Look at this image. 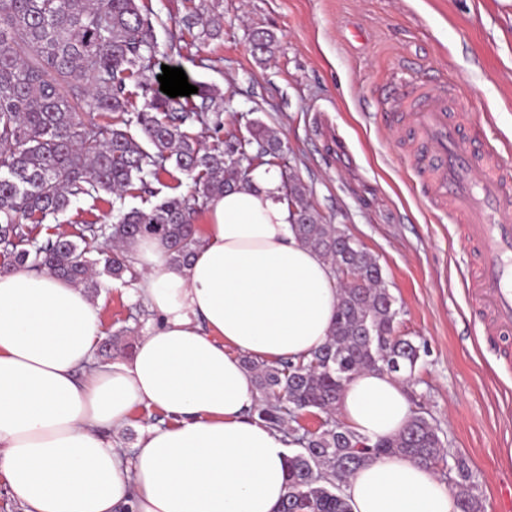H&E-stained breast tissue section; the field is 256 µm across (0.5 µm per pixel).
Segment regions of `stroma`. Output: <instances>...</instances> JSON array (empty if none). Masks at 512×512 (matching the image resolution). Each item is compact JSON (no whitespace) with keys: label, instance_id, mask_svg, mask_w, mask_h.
Returning <instances> with one entry per match:
<instances>
[{"label":"stroma","instance_id":"obj_1","mask_svg":"<svg viewBox=\"0 0 512 512\" xmlns=\"http://www.w3.org/2000/svg\"><path fill=\"white\" fill-rule=\"evenodd\" d=\"M155 27V65L181 67L231 104L224 128L258 120L288 147L321 221L336 225L377 260L403 307L398 334L422 337L428 352L406 389L413 409L464 455L481 512H494L496 478L512 474V368L483 338L465 283L468 258L457 226L432 208L403 159V139L384 126L381 99L403 83L455 85L512 166V0H143ZM221 24L219 37H191L179 19L199 5ZM273 29L272 56L256 58L249 35ZM178 170L125 196H189ZM107 199H74L38 225V240L75 234L81 221L108 224ZM105 336H119L111 360L129 356L158 318L136 288L103 276Z\"/></svg>","mask_w":512,"mask_h":512}]
</instances>
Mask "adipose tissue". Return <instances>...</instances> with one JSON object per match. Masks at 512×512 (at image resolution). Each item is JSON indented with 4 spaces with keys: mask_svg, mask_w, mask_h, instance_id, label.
<instances>
[{
    "mask_svg": "<svg viewBox=\"0 0 512 512\" xmlns=\"http://www.w3.org/2000/svg\"><path fill=\"white\" fill-rule=\"evenodd\" d=\"M213 198L187 261L164 242L128 255L159 322L132 354L97 363L101 301L69 281L0 270V479L24 512H276L291 440L261 422L243 356L269 363L321 346L339 290L319 253L292 232L277 171ZM165 414L130 449L112 433L134 407ZM338 415L357 435L397 434L411 416L402 380L365 369ZM352 512H461L416 462L383 456L356 471Z\"/></svg>",
    "mask_w": 512,
    "mask_h": 512,
    "instance_id": "1",
    "label": "adipose tissue"
}]
</instances>
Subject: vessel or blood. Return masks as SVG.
Wrapping results in <instances>:
<instances>
[{
	"label": "vessel or blood",
	"mask_w": 512,
	"mask_h": 512,
	"mask_svg": "<svg viewBox=\"0 0 512 512\" xmlns=\"http://www.w3.org/2000/svg\"><path fill=\"white\" fill-rule=\"evenodd\" d=\"M389 101L432 206L458 224L473 255L469 295L483 335L512 359V167L448 84L401 86Z\"/></svg>",
	"instance_id": "obj_1"
}]
</instances>
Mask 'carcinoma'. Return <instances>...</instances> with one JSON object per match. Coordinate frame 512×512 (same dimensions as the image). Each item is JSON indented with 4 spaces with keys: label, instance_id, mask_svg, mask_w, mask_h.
I'll return each mask as SVG.
<instances>
[{
    "label": "carcinoma",
    "instance_id": "carcinoma-1",
    "mask_svg": "<svg viewBox=\"0 0 512 512\" xmlns=\"http://www.w3.org/2000/svg\"><path fill=\"white\" fill-rule=\"evenodd\" d=\"M188 33L212 38L218 31L198 11L181 20ZM275 33L252 31L254 56L273 53ZM154 27L140 0H0V253L10 265L48 272L97 289V277L136 280L127 247L151 236L166 243L171 260L184 262L197 243L195 220L210 199L251 183L262 165L276 166L284 144L259 121L229 132L208 147L192 128H221L226 102L197 85L171 98L152 87ZM144 102L132 108L127 82ZM95 112L121 117L101 125ZM138 126L146 143L130 133ZM172 166L192 179L196 194L166 197L149 208H125L134 181L146 185ZM112 194L116 222H87L78 239L59 235L38 242L32 225L65 213L73 200ZM309 189L292 174L278 201L287 205L296 237L321 254L333 271L345 266L355 280L340 288L336 314L323 345L297 361L267 364L243 358L259 394L254 408L269 427L292 437L287 493L277 512H351L343 486L364 464L381 456L408 457L433 472H454L453 493L462 512H477L476 485L462 456L447 457L438 428L418 412L399 433L364 439L336 418L345 386L365 369L409 380L425 344L396 334L401 309L376 259L346 233L324 224L308 202ZM310 414L318 427L300 423Z\"/></svg>",
    "mask_w": 512,
    "mask_h": 512
}]
</instances>
